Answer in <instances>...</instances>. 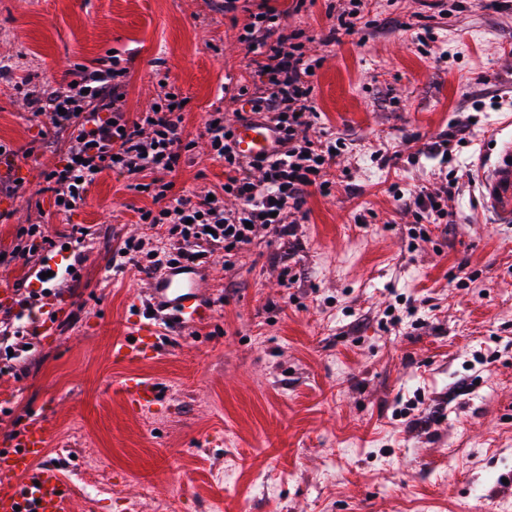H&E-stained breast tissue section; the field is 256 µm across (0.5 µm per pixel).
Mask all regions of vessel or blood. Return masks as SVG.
I'll list each match as a JSON object with an SVG mask.
<instances>
[{"instance_id":"obj_1","label":"vessel or blood","mask_w":512,"mask_h":512,"mask_svg":"<svg viewBox=\"0 0 512 512\" xmlns=\"http://www.w3.org/2000/svg\"><path fill=\"white\" fill-rule=\"evenodd\" d=\"M277 138L269 124L244 121L234 128L233 148L242 159L269 157L278 148ZM475 171L485 212L493 223L512 224V139L497 142L493 156L478 162ZM204 286L195 265L164 267L152 276L149 306L171 311L185 324L204 323L210 314ZM158 351L157 326L141 320L133 339L113 342L112 360L138 363ZM119 390L133 414H142L156 404L157 385L152 379L133 375L121 381ZM50 432L49 421L39 417L0 438V512H68L74 497L72 484L57 468L41 464Z\"/></svg>"}]
</instances>
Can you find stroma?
<instances>
[{"label":"stroma","instance_id":"stroma-1","mask_svg":"<svg viewBox=\"0 0 512 512\" xmlns=\"http://www.w3.org/2000/svg\"><path fill=\"white\" fill-rule=\"evenodd\" d=\"M336 0H308L281 23L307 32L320 111L313 137L336 141L329 196L312 194L291 246L270 235L207 260L208 322L160 329L151 360H112L131 335L149 284L112 270L150 197L106 171L86 201L59 214L38 161H19L17 196H0V245L19 224L48 236L93 233L76 290L58 289L36 319L24 366L0 373V434L35 415L52 426L46 464L71 481L95 471L107 494L76 489L72 512H512V224L490 223L472 176L512 134V5L491 0H359L364 26L323 37ZM231 18L212 0H0V141L27 148L49 119L31 89L70 82L77 66H129L126 112L144 111L169 79L187 99L194 161L171 174L177 194L219 188L223 162L199 136L239 86L258 87ZM470 127L466 143L448 127ZM458 178L450 225L430 224L410 249L414 217L396 191ZM290 267L297 279L280 277ZM159 384L158 405L133 416L117 384Z\"/></svg>","mask_w":512,"mask_h":512}]
</instances>
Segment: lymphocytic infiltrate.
Masks as SVG:
<instances>
[{"label":"lymphocytic infiltrate","mask_w":512,"mask_h":512,"mask_svg":"<svg viewBox=\"0 0 512 512\" xmlns=\"http://www.w3.org/2000/svg\"><path fill=\"white\" fill-rule=\"evenodd\" d=\"M283 15L278 0H258L238 39L261 78L260 87L248 95L250 112L274 124L283 135L284 150L263 162L239 159L229 145L232 126L222 109L210 112L202 136L212 158L228 171L225 189L214 197L175 194L167 179L189 162L196 147L180 126L185 98L160 95L154 107L130 117L123 109L130 69L117 60L103 68H79L75 84L25 93L28 112L48 115L51 127L37 149L0 144L5 167L0 194L20 191L12 174L18 156L51 150L61 141L65 149L59 160L39 173L60 213L70 214L72 207L83 204L90 186L106 170L135 177V190L151 193L153 205L140 209L139 221L164 225L161 246L148 250L142 240L124 242L129 265L140 273L183 261L202 263L217 249L233 256L260 229L280 239L296 236L306 218L307 197L330 192L322 172L333 153L308 136L317 112L311 72L318 63L306 58L302 43L280 33ZM228 197L235 200L234 208H225Z\"/></svg>","instance_id":"obj_1"}]
</instances>
